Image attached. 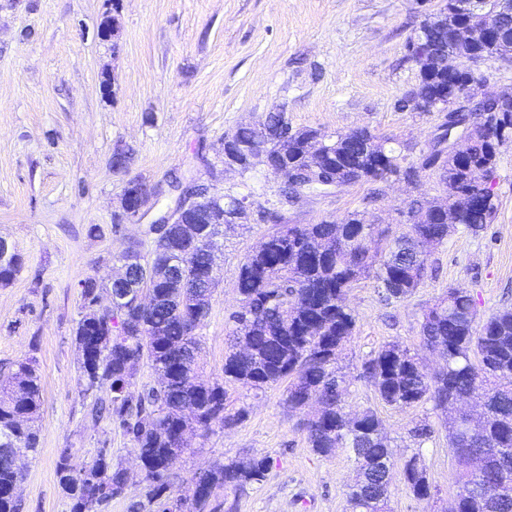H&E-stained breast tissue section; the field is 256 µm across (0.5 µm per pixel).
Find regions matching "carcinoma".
<instances>
[{
	"mask_svg": "<svg viewBox=\"0 0 512 512\" xmlns=\"http://www.w3.org/2000/svg\"><path fill=\"white\" fill-rule=\"evenodd\" d=\"M457 14L440 6L426 21L419 39L446 40ZM502 37L473 46H455L454 54L468 61L499 59ZM481 80L469 67L434 74L422 82L419 94L434 98L443 88L464 94ZM282 120L268 113L262 127L238 126L228 137L244 149L275 152L272 132ZM311 133L299 128L288 140L277 176L283 194L292 200L310 191L325 193L330 185L306 191L288 181V171L312 166L302 139ZM330 147L319 166L337 186L387 180L417 172L404 165L406 156L384 149V140L366 130L324 135ZM503 141L470 138L464 142L465 162L433 151L421 164L438 175L448 202L466 197L476 203L462 210L461 224L477 233L489 223L496 203H487L479 184L472 183L466 163L484 169L491 179ZM184 225H166L141 268L130 272L138 289L152 292L154 305L142 310L132 302L121 314L103 307L94 318L84 314L75 328L82 353L79 392L93 396L85 419L93 425L108 420L133 445L142 467L144 499L131 512H221L218 492L241 490L262 481L269 469L265 458L239 456L227 464L193 476L187 486L173 490L171 470L189 450V438L203 437L213 427L235 424L242 415L226 409L228 382L262 391L288 381L285 402L291 412H303L311 398L318 408L303 422L310 448L319 455L347 449L356 464V478L347 493L351 512H387L394 468L389 440L380 419L371 411L352 416L345 411L348 392L336 366L337 352L349 342L356 326L344 296L362 278L373 276L388 299L410 297L427 274L429 249L442 244L453 226L410 224L390 238L353 212L336 224H286L248 254L238 269L235 286L241 306L232 312L234 343L224 354V377L200 372L196 330L206 319L218 283V266L201 242L188 238ZM185 255L180 273L173 271L175 253ZM82 308L99 300L110 284L95 278L80 281ZM476 304L465 288H448L445 297L425 313L420 347L439 351L445 366L430 375L419 354L391 342L362 365L360 377L395 408L431 401L444 414L448 447L456 465L455 512H512V308H503L475 328ZM147 363L157 385L143 393L132 391L137 367ZM42 403V383L36 359L15 364L9 381L0 386V512H21L12 492L19 478L11 448L22 443L36 452L39 429L34 415ZM403 479L414 497H432L420 454L404 464ZM57 476L69 512H102L127 485V469L100 448L89 462L77 465L71 450L61 451Z\"/></svg>",
	"mask_w": 512,
	"mask_h": 512,
	"instance_id": "carcinoma-1",
	"label": "carcinoma"
}]
</instances>
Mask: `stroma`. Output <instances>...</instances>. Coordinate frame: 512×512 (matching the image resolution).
Returning <instances> with one entry per match:
<instances>
[{
  "label": "stroma",
  "mask_w": 512,
  "mask_h": 512,
  "mask_svg": "<svg viewBox=\"0 0 512 512\" xmlns=\"http://www.w3.org/2000/svg\"><path fill=\"white\" fill-rule=\"evenodd\" d=\"M436 9L432 0H0V237L23 258L13 282L0 286V379L30 356L43 386L38 451L21 463L22 512H68L56 472L65 448L78 464L101 447L124 463L127 487L105 512H128L141 493L128 439L110 422L84 419L74 336L79 281L110 278L129 242L151 247L144 224L113 222L128 180L164 184L182 173L251 206L249 224L216 239L219 283L196 331L205 375L223 376L229 316L239 307L238 267L277 225L339 222L358 212L396 234L413 202L444 195L426 170L414 184L358 183L289 203L263 165L225 169V133L280 109L297 128L368 129L418 162L442 117L401 111L397 103L419 82L407 44ZM107 17L117 22L112 40L98 36ZM119 144L133 149L123 171L111 165ZM492 186L489 224L476 234L456 226L431 251L425 282L412 296L384 300L369 277L346 297L356 318L338 359L350 381L346 409L376 413L396 466L420 453L432 487L431 499H417L398 471L391 512H449L456 466L432 404L389 406L361 379L362 364L394 341L417 348L425 312L448 287L468 288L482 319L512 306V142L500 149ZM225 389L228 409L246 408V416L192 438L193 453L174 467L175 488L252 454L270 467L264 481L221 492L233 512H349L352 460L340 449L326 457L311 450L300 415L284 404L285 385ZM422 422L433 434L418 445L409 431Z\"/></svg>",
  "instance_id": "stroma-1"
}]
</instances>
